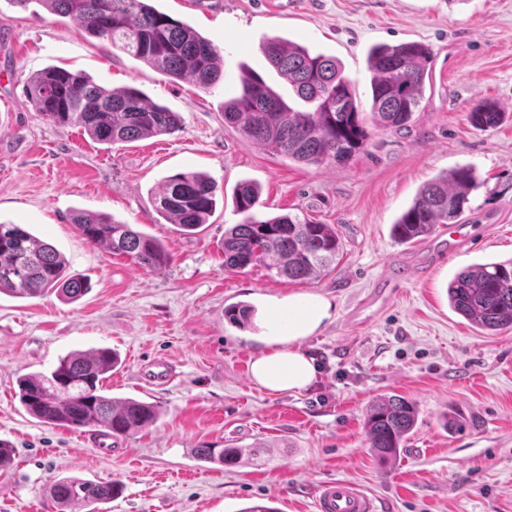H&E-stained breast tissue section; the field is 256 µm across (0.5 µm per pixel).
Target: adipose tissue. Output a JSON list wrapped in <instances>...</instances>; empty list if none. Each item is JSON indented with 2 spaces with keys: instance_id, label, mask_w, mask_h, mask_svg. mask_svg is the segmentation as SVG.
I'll list each match as a JSON object with an SVG mask.
<instances>
[{
  "instance_id": "obj_1",
  "label": "adipose tissue",
  "mask_w": 512,
  "mask_h": 512,
  "mask_svg": "<svg viewBox=\"0 0 512 512\" xmlns=\"http://www.w3.org/2000/svg\"><path fill=\"white\" fill-rule=\"evenodd\" d=\"M332 316L330 302L319 295L289 299L271 311L264 340L265 353L251 365L253 380L268 392H298L317 377L315 360L301 348L303 340L315 333Z\"/></svg>"
}]
</instances>
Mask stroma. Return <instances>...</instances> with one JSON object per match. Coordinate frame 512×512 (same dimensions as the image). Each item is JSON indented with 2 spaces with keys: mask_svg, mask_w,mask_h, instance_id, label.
Returning <instances> with one entry per match:
<instances>
[{
  "mask_svg": "<svg viewBox=\"0 0 512 512\" xmlns=\"http://www.w3.org/2000/svg\"><path fill=\"white\" fill-rule=\"evenodd\" d=\"M224 52V77L203 90L89 37L72 18L0 0V221L22 224L53 245L68 276L88 283L76 301L56 293H0V440L14 448L0 468V512H46L66 477L119 482L98 512H241L271 501L279 512H315L329 478L358 484L376 512H512V330L488 336L448 305L462 269L512 259V0H152ZM274 36L339 60L362 107L371 104L372 45L418 41L432 53L421 104L399 129L373 128L350 162L313 167L246 142L224 122L240 89V64L258 72L294 109H304L260 47ZM62 67L112 89L132 86L177 112L171 135L106 145L83 128L58 127L32 108L31 75ZM493 104V129L468 114ZM473 167L480 185L461 217L470 240L449 245L447 225L410 244L392 224L439 174ZM205 173L217 186L207 224L185 235L160 217L155 193L171 176ZM261 187L256 218L290 214L335 225L342 249L333 270L291 281L262 267L224 269V230L240 223L233 189ZM111 215L159 239L172 263L148 271L86 243L73 210ZM392 282L385 306L358 309ZM317 294L332 317L302 343L316 360L306 390L267 393L251 376L264 345L258 318L288 298ZM257 315L239 328L225 306ZM109 347L122 362L110 393L159 406L158 422L111 449L88 429L44 424L17 397V381L50 371L70 351ZM161 358L169 382L139 377ZM396 393L417 403L418 422L396 462L380 466L363 431L368 406ZM455 410L477 428L448 433ZM272 445L262 464L224 468L195 449Z\"/></svg>",
  "mask_w": 512,
  "mask_h": 512,
  "instance_id": "35a3bbf8",
  "label": "stroma"
}]
</instances>
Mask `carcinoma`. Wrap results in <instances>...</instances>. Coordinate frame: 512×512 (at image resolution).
Returning a JSON list of instances; mask_svg holds the SVG:
<instances>
[{
	"label": "carcinoma",
	"instance_id": "cac0c4a2",
	"mask_svg": "<svg viewBox=\"0 0 512 512\" xmlns=\"http://www.w3.org/2000/svg\"><path fill=\"white\" fill-rule=\"evenodd\" d=\"M46 9L81 23L86 33L105 41L172 79L192 81L201 89L222 76L224 56L194 28L156 10L148 0H42ZM269 64L310 105L290 107L263 78L242 65L239 94L224 103V121L242 138L267 146L288 159L312 166L345 164L370 141L369 125L401 128L423 97L431 53L425 45L406 42L376 45L367 57L371 80V119H366L355 90L343 76L336 58L313 55L305 47L278 37L262 45ZM27 94L39 116L59 127L79 126L103 144L131 142L179 130L180 117L147 99L131 86L107 89L82 74L49 67L30 77ZM482 130L496 127L500 113L490 104L468 115ZM475 171L460 167L423 186L410 206L392 225L402 243L425 237L438 224H455L463 215ZM217 186L202 173L170 178L155 194L156 212L179 231L190 234L208 223L214 212ZM259 186L243 181L234 188L240 223L224 230V268L227 271L263 266L292 281L318 279L327 273L342 248L336 228L290 215L258 220L253 209ZM71 223L88 244L115 255H126L146 270L172 263L171 254L156 239L109 215L76 210ZM89 290L83 281L65 275V259L20 224L0 222V293L33 298L56 291L77 300ZM450 307L489 335L512 330V260L473 264L448 283ZM228 320L251 322L247 304L228 308ZM118 364L108 348L74 351L58 359L50 373L30 374L18 381L19 402L42 423L62 427L106 430L126 438L152 425L158 409L132 398H114L104 390L107 374ZM417 420L415 404L393 394L375 400L364 418V431L376 459L389 464L400 456ZM263 445L198 448L199 459L226 468L249 464ZM119 484L63 478L50 493L55 512L76 505L107 503Z\"/></svg>",
	"mask_w": 512,
	"mask_h": 512
}]
</instances>
